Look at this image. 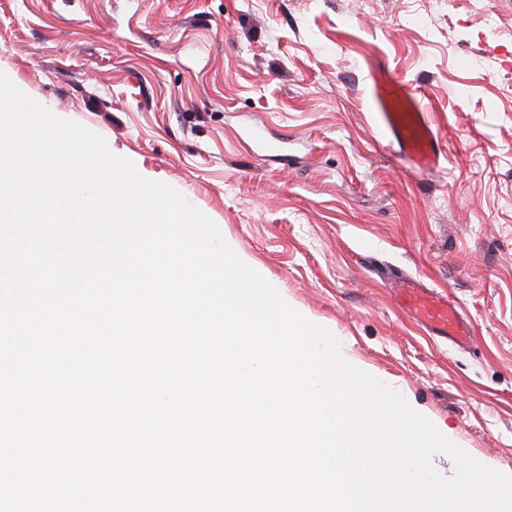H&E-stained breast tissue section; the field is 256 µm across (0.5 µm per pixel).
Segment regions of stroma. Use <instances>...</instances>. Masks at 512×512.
<instances>
[{"label":"stroma","instance_id":"35a3bbf8","mask_svg":"<svg viewBox=\"0 0 512 512\" xmlns=\"http://www.w3.org/2000/svg\"><path fill=\"white\" fill-rule=\"evenodd\" d=\"M376 59L447 158L374 125ZM0 73L178 190L347 360L512 475V0H0ZM395 270L473 342L430 336Z\"/></svg>","mask_w":512,"mask_h":512}]
</instances>
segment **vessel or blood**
I'll return each instance as SVG.
<instances>
[{
	"mask_svg": "<svg viewBox=\"0 0 512 512\" xmlns=\"http://www.w3.org/2000/svg\"><path fill=\"white\" fill-rule=\"evenodd\" d=\"M370 79L375 121L386 146L416 171L437 169L446 155V142L435 131L420 91L382 62L372 65ZM396 297L399 306L434 335L460 347L470 343L468 328L447 301L402 277L396 280Z\"/></svg>",
	"mask_w": 512,
	"mask_h": 512,
	"instance_id": "obj_1",
	"label": "vessel or blood"
}]
</instances>
